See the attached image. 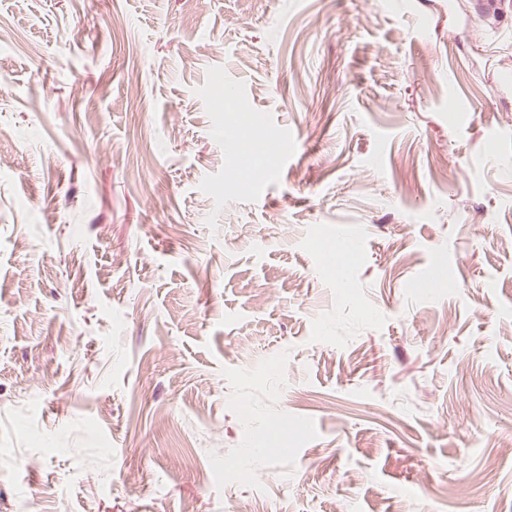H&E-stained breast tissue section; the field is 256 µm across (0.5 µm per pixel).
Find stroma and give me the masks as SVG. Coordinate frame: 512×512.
I'll return each instance as SVG.
<instances>
[{
    "label": "stroma",
    "mask_w": 512,
    "mask_h": 512,
    "mask_svg": "<svg viewBox=\"0 0 512 512\" xmlns=\"http://www.w3.org/2000/svg\"><path fill=\"white\" fill-rule=\"evenodd\" d=\"M490 62L465 0H0V512H512Z\"/></svg>",
    "instance_id": "stroma-1"
}]
</instances>
